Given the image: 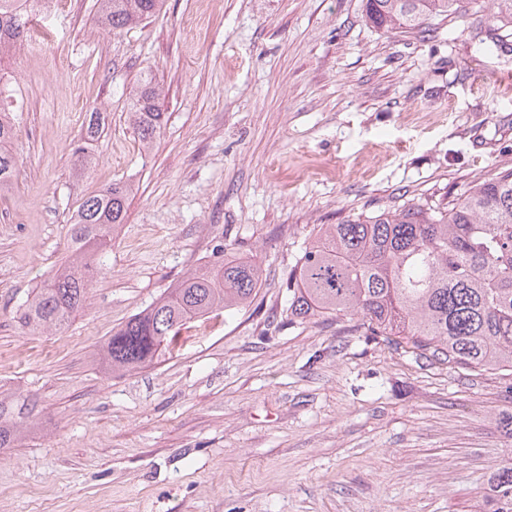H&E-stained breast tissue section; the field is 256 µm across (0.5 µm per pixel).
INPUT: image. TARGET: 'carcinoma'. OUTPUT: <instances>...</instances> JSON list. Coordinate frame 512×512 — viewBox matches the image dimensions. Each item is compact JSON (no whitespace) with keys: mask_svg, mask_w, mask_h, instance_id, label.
I'll use <instances>...</instances> for the list:
<instances>
[{"mask_svg":"<svg viewBox=\"0 0 512 512\" xmlns=\"http://www.w3.org/2000/svg\"><path fill=\"white\" fill-rule=\"evenodd\" d=\"M30 0H0V52L24 41ZM492 24L478 48L493 54L512 37V0H492ZM164 0H98L96 22L110 31L160 13ZM464 0H366L372 26L424 33L432 18L462 13ZM135 130L151 143L165 124L147 78L134 103ZM90 118L74 144V166L86 169L100 138ZM16 136L0 110V193L17 172ZM131 186L116 182L78 204L68 231L70 257L38 288L18 317L26 335L66 327L84 308L104 270L112 231L125 221ZM261 286L260 268L231 257L187 273L170 292L112 331L102 359L114 374L141 368L164 353L186 321L218 309L232 312ZM288 321L315 316L356 320L355 331L380 337L395 350L473 371H512V168L471 186L450 207L411 204L364 221L320 224L288 277ZM32 421L26 403L0 392V448H12ZM485 512H512V462L487 480Z\"/></svg>","mask_w":512,"mask_h":512,"instance_id":"carcinoma-1","label":"carcinoma"}]
</instances>
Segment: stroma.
Here are the masks:
<instances>
[{
  "instance_id": "1",
  "label": "stroma",
  "mask_w": 512,
  "mask_h": 512,
  "mask_svg": "<svg viewBox=\"0 0 512 512\" xmlns=\"http://www.w3.org/2000/svg\"><path fill=\"white\" fill-rule=\"evenodd\" d=\"M391 34L366 0H166L98 39L96 0H52L14 79L18 177L0 194V390L37 425L0 449V512H477L512 462V373L448 367L354 331L288 323V277L313 228L404 205L445 207L512 166V41L477 52L491 0ZM166 123L130 121L144 75ZM97 164L71 154L91 113ZM133 185L106 269L70 326L17 314L61 265L79 200ZM256 297L182 326L130 374L113 329L228 256Z\"/></svg>"
}]
</instances>
